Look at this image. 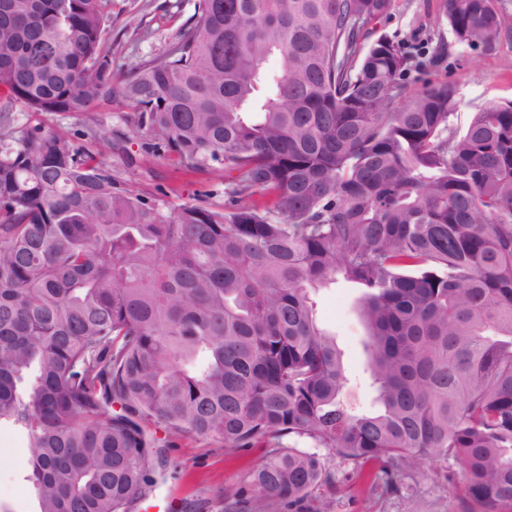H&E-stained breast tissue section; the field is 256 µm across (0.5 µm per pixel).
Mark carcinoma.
I'll return each instance as SVG.
<instances>
[{
  "instance_id": "obj_1",
  "label": "carcinoma",
  "mask_w": 512,
  "mask_h": 512,
  "mask_svg": "<svg viewBox=\"0 0 512 512\" xmlns=\"http://www.w3.org/2000/svg\"><path fill=\"white\" fill-rule=\"evenodd\" d=\"M392 2L196 0L117 87L110 0H0V423L27 437L37 512H125L162 463L147 420L270 448L257 512L339 487L287 436L389 487L432 454L472 512L512 508V101L460 131L455 85L407 93L422 62L364 47ZM446 17L468 47L506 24L496 0ZM117 96L182 167L223 166L231 206L151 205L51 121ZM340 280L366 412L316 321Z\"/></svg>"
}]
</instances>
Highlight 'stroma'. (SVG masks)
<instances>
[{
    "instance_id": "35a3bbf8",
    "label": "stroma",
    "mask_w": 512,
    "mask_h": 512,
    "mask_svg": "<svg viewBox=\"0 0 512 512\" xmlns=\"http://www.w3.org/2000/svg\"><path fill=\"white\" fill-rule=\"evenodd\" d=\"M196 0H111L112 71L123 78L141 60L165 53L186 28ZM508 25L492 46L469 48L455 43L448 30L445 0H393L381 21L371 24V38L387 35L402 42L420 67L407 74V87L417 92L426 84L450 82L460 99L453 117L465 129L476 109L489 102L512 101V0H497ZM137 114L120 100L104 102L86 113L57 115L54 123L85 145L88 129L101 139L98 150L113 171L142 197L167 208L201 205L221 209L228 182L219 165L187 172L165 156L150 134L140 129ZM358 291L337 282L322 291L317 321L333 335L349 379L346 397L369 405L366 329L358 314ZM149 432L164 447L166 466L156 472L143 498L129 512H253L250 473L264 448L231 451L222 440L191 433L168 435L152 424ZM321 456L340 480L337 491L317 492L313 512H466L461 481L431 459L405 468L397 490L387 489L376 468L358 471L329 451ZM29 457L23 431L0 426V512H35L34 492L25 481Z\"/></svg>"
}]
</instances>
